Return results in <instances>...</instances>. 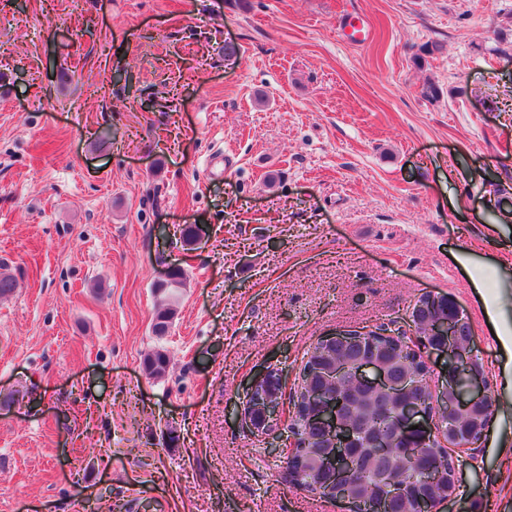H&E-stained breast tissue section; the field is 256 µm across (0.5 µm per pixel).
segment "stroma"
Returning a JSON list of instances; mask_svg holds the SVG:
<instances>
[{"instance_id":"35a3bbf8","label":"stroma","mask_w":512,"mask_h":512,"mask_svg":"<svg viewBox=\"0 0 512 512\" xmlns=\"http://www.w3.org/2000/svg\"><path fill=\"white\" fill-rule=\"evenodd\" d=\"M248 2L0 0V512H348L275 451L302 362L430 291L494 399L444 510L512 512V0ZM166 274V278L168 277ZM185 272L180 269H174L168 279L155 285L154 292L161 297V303L157 309L152 325V331L155 336H165L175 315V309L171 304V299L175 293L185 285ZM143 364L150 377L161 379L169 369L170 358L163 348H153L144 355ZM269 375H272V376H269ZM281 377H282V372L281 371L279 372L278 369L272 368V369L266 370L263 374H261L259 377L255 378L253 381L250 382V384L246 390L247 398H246L245 404L243 403V405L240 406V417H241V421H244V423L246 425H248L253 431H256V432L261 431L262 433H263V431L267 432L266 425H271L273 420H277V417L279 416V411H280V401H279L280 398L275 397V396L271 397L269 395L265 396L264 404L259 405L264 410L265 421H264V425L262 424L259 429L253 425V422L251 420V412L249 410L250 406L247 404L248 398L252 396L255 389L259 385H263L264 388H267L269 384H274V383H276L277 380H279V384H280Z\"/></svg>"}]
</instances>
